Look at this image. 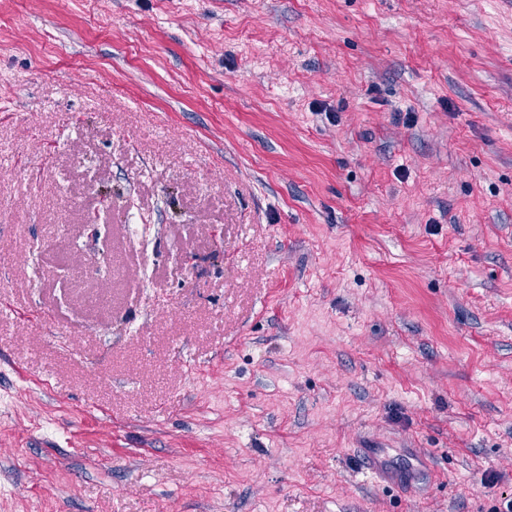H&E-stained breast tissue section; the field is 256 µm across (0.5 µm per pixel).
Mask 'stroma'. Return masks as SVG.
Masks as SVG:
<instances>
[{"label":"stroma","instance_id":"obj_1","mask_svg":"<svg viewBox=\"0 0 512 512\" xmlns=\"http://www.w3.org/2000/svg\"><path fill=\"white\" fill-rule=\"evenodd\" d=\"M510 499L512 0H0V512Z\"/></svg>","mask_w":512,"mask_h":512}]
</instances>
